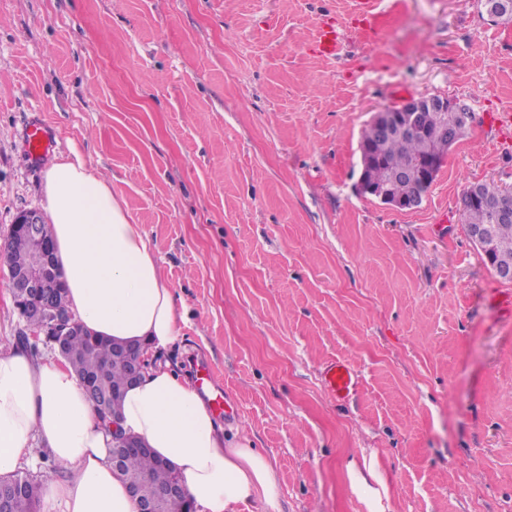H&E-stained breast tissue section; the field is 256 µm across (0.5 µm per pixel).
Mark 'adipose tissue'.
I'll return each mask as SVG.
<instances>
[{
	"instance_id": "ef3b65f1",
	"label": "adipose tissue",
	"mask_w": 512,
	"mask_h": 512,
	"mask_svg": "<svg viewBox=\"0 0 512 512\" xmlns=\"http://www.w3.org/2000/svg\"><path fill=\"white\" fill-rule=\"evenodd\" d=\"M46 210L67 307L92 334L148 358L122 399L118 422L182 477L198 512H280L270 458L231 442L197 388L166 355L182 339L186 308L163 275L154 246L104 178L82 160L47 171ZM112 432L66 363L23 346L0 353V477L46 449L69 476L47 483L44 512H138L112 468Z\"/></svg>"
}]
</instances>
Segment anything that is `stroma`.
<instances>
[{
	"mask_svg": "<svg viewBox=\"0 0 512 512\" xmlns=\"http://www.w3.org/2000/svg\"><path fill=\"white\" fill-rule=\"evenodd\" d=\"M352 0H0V240L44 209L55 155L110 182L189 309L172 364L209 363L231 440L272 457L281 512H512L511 290L464 229L512 187V23L402 0L380 42ZM341 55L317 57L318 26ZM451 96L475 118L421 205L361 196L377 109ZM347 360L346 401L319 370ZM313 52L327 59L336 58L342 49L340 33L332 24L321 25L314 37ZM54 143V130L41 122L31 125L23 137V147L29 158L35 163H41L48 158ZM319 376L322 387L335 400H348L358 391L359 375L345 361L325 363Z\"/></svg>",
	"mask_w": 512,
	"mask_h": 512,
	"instance_id": "obj_1",
	"label": "stroma"
}]
</instances>
